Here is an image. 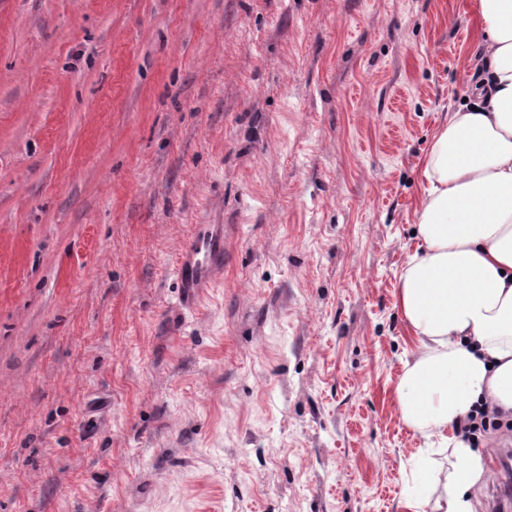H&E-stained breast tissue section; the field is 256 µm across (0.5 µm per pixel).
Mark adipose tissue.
<instances>
[{
    "label": "adipose tissue",
    "instance_id": "ef3b65f1",
    "mask_svg": "<svg viewBox=\"0 0 512 512\" xmlns=\"http://www.w3.org/2000/svg\"><path fill=\"white\" fill-rule=\"evenodd\" d=\"M485 48L473 101L449 111L418 166L417 249L399 279L411 358L395 388L401 419L434 445L413 477L432 512H474L486 457L459 432L475 405L512 411V0H475ZM448 471L428 479L437 448Z\"/></svg>",
    "mask_w": 512,
    "mask_h": 512
}]
</instances>
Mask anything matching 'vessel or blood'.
<instances>
[{
	"label": "vessel or blood",
	"mask_w": 512,
	"mask_h": 512,
	"mask_svg": "<svg viewBox=\"0 0 512 512\" xmlns=\"http://www.w3.org/2000/svg\"><path fill=\"white\" fill-rule=\"evenodd\" d=\"M224 270V227L198 224L184 239L177 254L175 277L184 305H195L205 288Z\"/></svg>",
	"instance_id": "obj_1"
}]
</instances>
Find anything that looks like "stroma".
<instances>
[{
    "instance_id": "1",
    "label": "stroma",
    "mask_w": 512,
    "mask_h": 512,
    "mask_svg": "<svg viewBox=\"0 0 512 512\" xmlns=\"http://www.w3.org/2000/svg\"><path fill=\"white\" fill-rule=\"evenodd\" d=\"M471 3L0 0V512H414L399 277ZM224 271V227L197 224L184 239L177 254L175 277L180 299L194 306L204 288H210Z\"/></svg>"
}]
</instances>
